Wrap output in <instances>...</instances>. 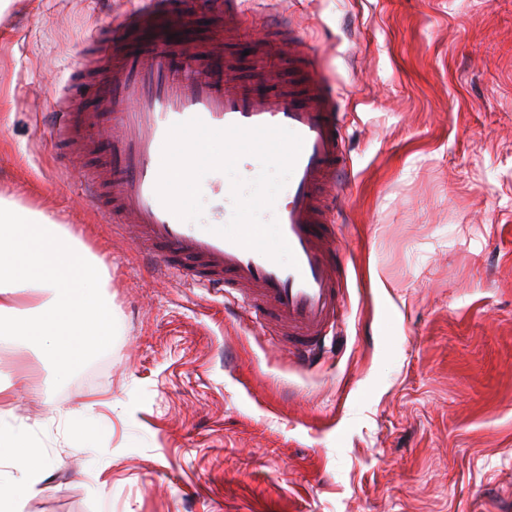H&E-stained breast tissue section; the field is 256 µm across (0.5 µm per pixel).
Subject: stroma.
Here are the masks:
<instances>
[{"label": "stroma", "instance_id": "stroma-1", "mask_svg": "<svg viewBox=\"0 0 512 512\" xmlns=\"http://www.w3.org/2000/svg\"><path fill=\"white\" fill-rule=\"evenodd\" d=\"M136 0H11L0 15V196L50 215L111 276V334L69 374L0 345V420L43 448L23 512H499L512 497V0H239L220 44L277 69L288 19L343 114L344 310L313 368L223 292L153 270L69 184L102 164V98L74 147L47 124L90 32Z\"/></svg>", "mask_w": 512, "mask_h": 512}]
</instances>
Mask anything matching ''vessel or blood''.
Here are the masks:
<instances>
[{
  "label": "vessel or blood",
  "instance_id": "vessel-or-blood-1",
  "mask_svg": "<svg viewBox=\"0 0 512 512\" xmlns=\"http://www.w3.org/2000/svg\"><path fill=\"white\" fill-rule=\"evenodd\" d=\"M196 9L222 11L226 32L242 25L235 0H197ZM187 20L169 0H143L118 19L114 30L121 34L161 23L177 31ZM266 28L278 58L297 73L289 82L266 72L244 83L219 54L211 67L200 68L199 51L189 44L176 55L164 48L147 58L129 55L96 81L72 80V94L97 91L108 105L129 101L133 109L119 113V131L107 137L103 174L76 166L70 177L88 202L96 205L109 195L115 219L138 225V241L158 269L183 284L234 295L254 323L273 328L289 353L310 365L343 306L345 270L334 246L333 222L348 170L345 135L336 98L314 53L291 23L270 22ZM194 117L213 129L283 126L302 137L288 201L272 208L296 267L194 230L159 200L155 186L167 132ZM88 120L86 114L60 108L54 128L75 130Z\"/></svg>",
  "mask_w": 512,
  "mask_h": 512
}]
</instances>
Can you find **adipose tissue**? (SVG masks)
I'll return each mask as SVG.
<instances>
[{"label": "adipose tissue", "mask_w": 512, "mask_h": 512, "mask_svg": "<svg viewBox=\"0 0 512 512\" xmlns=\"http://www.w3.org/2000/svg\"><path fill=\"white\" fill-rule=\"evenodd\" d=\"M109 275L77 237L42 212L0 197V324L18 345H40L43 355L68 372L109 329L99 312ZM0 446L18 462L0 465V512H22L24 496L44 478L40 448L20 426L0 429Z\"/></svg>", "instance_id": "1"}]
</instances>
